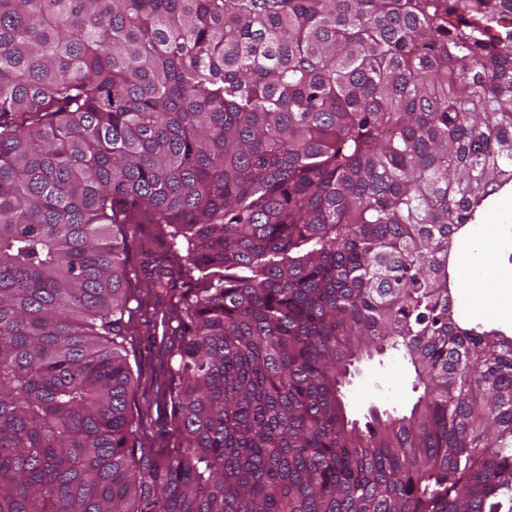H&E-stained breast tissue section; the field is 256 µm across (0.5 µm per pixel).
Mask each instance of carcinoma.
<instances>
[{
    "instance_id": "obj_1",
    "label": "carcinoma",
    "mask_w": 512,
    "mask_h": 512,
    "mask_svg": "<svg viewBox=\"0 0 512 512\" xmlns=\"http://www.w3.org/2000/svg\"><path fill=\"white\" fill-rule=\"evenodd\" d=\"M509 181L512 0H0V512H512V336L448 295ZM154 331L135 336L134 348L141 366V381L135 402L139 408L147 414L148 422H160L164 417V405L157 385L154 382V374L158 373L166 359V351L161 343L162 327L157 324L156 335ZM412 380L406 361L398 353L364 360L346 392L349 418L362 420L372 405L390 413L405 410L415 398Z\"/></svg>"
}]
</instances>
